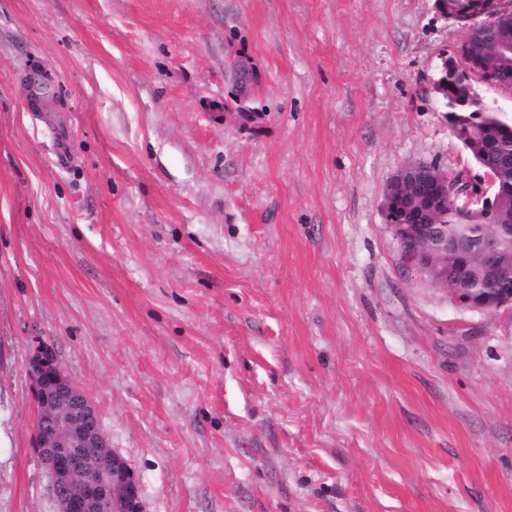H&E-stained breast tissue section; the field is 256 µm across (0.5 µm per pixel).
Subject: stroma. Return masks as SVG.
Masks as SVG:
<instances>
[{
    "instance_id": "stroma-1",
    "label": "stroma",
    "mask_w": 512,
    "mask_h": 512,
    "mask_svg": "<svg viewBox=\"0 0 512 512\" xmlns=\"http://www.w3.org/2000/svg\"><path fill=\"white\" fill-rule=\"evenodd\" d=\"M463 37L435 0H0V512L57 509L45 347L147 512H512V304L384 216L473 165L426 91Z\"/></svg>"
}]
</instances>
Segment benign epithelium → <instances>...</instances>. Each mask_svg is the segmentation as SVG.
<instances>
[{
    "instance_id": "1",
    "label": "benign epithelium",
    "mask_w": 512,
    "mask_h": 512,
    "mask_svg": "<svg viewBox=\"0 0 512 512\" xmlns=\"http://www.w3.org/2000/svg\"><path fill=\"white\" fill-rule=\"evenodd\" d=\"M436 8L447 19L472 30L499 22L512 13V0H478L459 11L451 0H436ZM479 80L471 75L465 99H448V107L473 106L479 110L498 107L476 91ZM414 165L402 168L390 181L387 198L403 195L412 219L392 228L398 241L410 245L401 252L407 267L448 289L455 301L472 309L490 311L512 303V252L496 245L499 237L512 235V226L491 224L481 238L448 232L436 223V209L446 202L464 213H485L497 196V177L490 171L479 178L439 175L423 187L409 178ZM493 276L508 287L490 293L475 284ZM465 283L457 288L454 283ZM37 444L47 449L44 464L53 481L58 512H145L138 481L128 462L116 453L103 431L94 402L77 387L45 348L29 363Z\"/></svg>"
}]
</instances>
